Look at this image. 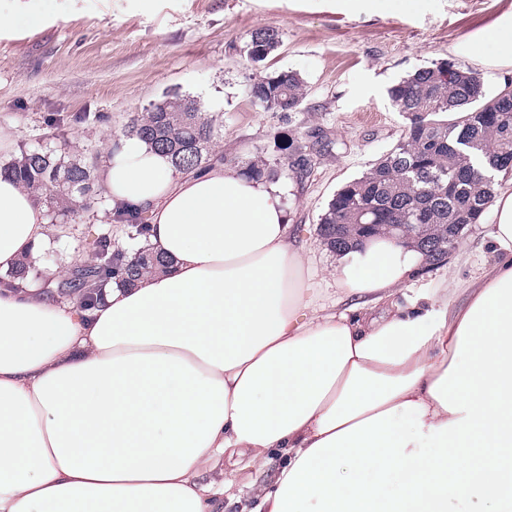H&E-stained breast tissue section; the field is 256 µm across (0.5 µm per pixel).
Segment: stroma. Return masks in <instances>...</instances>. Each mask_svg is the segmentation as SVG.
Returning a JSON list of instances; mask_svg holds the SVG:
<instances>
[{
  "instance_id": "obj_1",
  "label": "stroma",
  "mask_w": 512,
  "mask_h": 512,
  "mask_svg": "<svg viewBox=\"0 0 512 512\" xmlns=\"http://www.w3.org/2000/svg\"><path fill=\"white\" fill-rule=\"evenodd\" d=\"M512 10V0H422L410 11L351 13L339 0H53L36 32L0 29V131L11 138L4 164L21 151L48 145L64 132L74 155L125 138L131 119L178 95L201 102L216 116L214 153L226 165L244 167L256 157L275 161L274 139L285 133L300 144L322 129L335 140L332 154L314 156L307 172L280 178L281 203L294 235L316 269L335 266L316 227L328 202L346 182L397 143L406 120L389 88L410 72L441 60L478 69L487 93L512 86V67L479 66L461 53L469 34ZM277 27L282 43L252 62L242 52L249 33ZM299 73L307 95L296 112H273L255 103L248 85L265 73ZM109 201L54 224L49 241L29 263V277L71 255H88L95 234L111 229ZM493 214L469 225L465 255L423 267L407 283L416 293L442 287L446 274L458 284L479 277L496 257L486 242Z\"/></svg>"
}]
</instances>
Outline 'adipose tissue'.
I'll return each instance as SVG.
<instances>
[{
    "label": "adipose tissue",
    "instance_id": "adipose-tissue-1",
    "mask_svg": "<svg viewBox=\"0 0 512 512\" xmlns=\"http://www.w3.org/2000/svg\"><path fill=\"white\" fill-rule=\"evenodd\" d=\"M462 49L512 67V11ZM100 177L169 265L85 311L18 276L52 228L0 176V512H214L220 461L274 453L241 512H512V178L458 303L404 296L424 258L382 234L310 292L278 185L243 169L129 137Z\"/></svg>",
    "mask_w": 512,
    "mask_h": 512
}]
</instances>
